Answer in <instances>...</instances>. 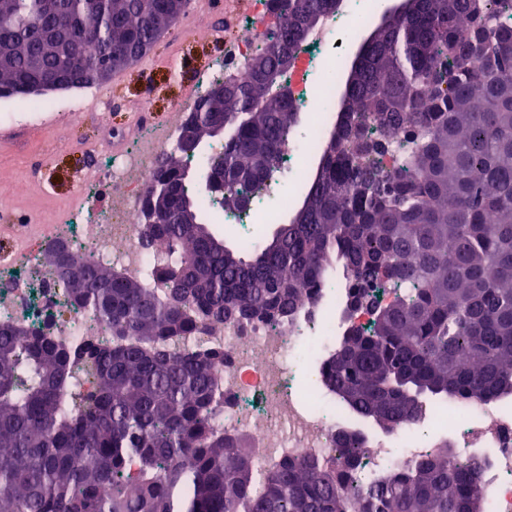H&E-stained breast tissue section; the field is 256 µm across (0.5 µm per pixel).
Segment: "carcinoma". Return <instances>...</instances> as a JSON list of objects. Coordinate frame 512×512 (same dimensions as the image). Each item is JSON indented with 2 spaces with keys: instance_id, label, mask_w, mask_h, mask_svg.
Here are the masks:
<instances>
[{
  "instance_id": "cac0c4a2",
  "label": "carcinoma",
  "mask_w": 512,
  "mask_h": 512,
  "mask_svg": "<svg viewBox=\"0 0 512 512\" xmlns=\"http://www.w3.org/2000/svg\"><path fill=\"white\" fill-rule=\"evenodd\" d=\"M267 2L276 24L246 62L250 82L222 79L224 101L196 113L197 149L155 159L143 201L161 200L166 223H141L138 238L159 278L134 282L90 257L76 264L84 288L58 280L112 343L74 355L0 323V512H483L481 463L452 464L446 443L365 488V435L346 428L339 470L302 457L258 475L246 440L212 423L214 355L166 346L208 324L287 320L340 288L345 315L370 317L322 366L351 421L390 431L428 402L512 400V6L416 0L365 41L326 106L342 119L319 142L301 206L244 253L210 229L203 201L254 204L280 171L298 113L269 51L295 53L336 0ZM172 4L0 0V51L15 61L0 97L27 96V58L62 23L74 51L63 77L84 79L113 45L148 43Z\"/></svg>"
}]
</instances>
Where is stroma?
<instances>
[{"label": "stroma", "mask_w": 512, "mask_h": 512, "mask_svg": "<svg viewBox=\"0 0 512 512\" xmlns=\"http://www.w3.org/2000/svg\"><path fill=\"white\" fill-rule=\"evenodd\" d=\"M250 10L251 0H190L151 51L108 84L51 93L48 112L58 114L56 123L45 124L46 112L0 107V126L25 133L0 144V237L11 240L24 224L60 223L87 171L98 185L93 211H109L112 184L100 171L134 146L142 129L137 113L163 125L223 78L226 55L251 24Z\"/></svg>", "instance_id": "obj_1"}]
</instances>
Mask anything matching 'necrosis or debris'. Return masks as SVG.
I'll list each match as a JSON object with an SVG mask.
<instances>
[{"mask_svg": "<svg viewBox=\"0 0 512 512\" xmlns=\"http://www.w3.org/2000/svg\"><path fill=\"white\" fill-rule=\"evenodd\" d=\"M355 26L352 11L338 12L300 47V65L286 78L295 89L294 104L301 114H321L325 101L335 97V82L324 80L323 75L341 73ZM172 135L166 127L143 131L133 149L108 169L109 180L124 187H146L152 163ZM211 216L248 247L259 239L261 224L278 223L280 213L215 209ZM141 217L140 197L120 194L113 197L103 221L34 225L27 240L14 243L11 253L0 257V322L33 326L70 348L79 336L111 341V330L82 315L68 301L40 258L53 241L66 239L75 248H92L129 278L144 280L145 253L137 237ZM366 322L363 316L352 323L345 321L340 302L331 297L321 309L304 310L285 323L253 320L219 328L209 325L181 346L219 354L211 369L224 393L217 423L225 434L249 437L255 466L262 473L296 456L338 460L336 434L346 416L316 371L320 360L334 349L337 336L350 325ZM436 436L447 439L460 459L483 460L481 480L488 512H512V402L505 399L467 404L454 416L441 415L439 405L429 404L418 423L370 438L358 460L363 484L387 476L398 457L431 454Z\"/></svg>", "mask_w": 512, "mask_h": 512, "instance_id": "obj_1", "label": "necrosis or debris"}]
</instances>
